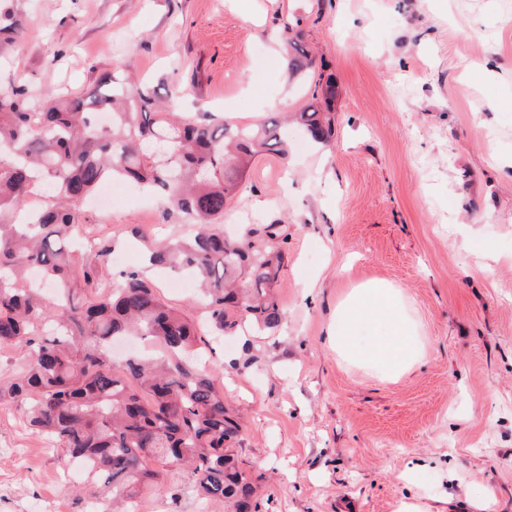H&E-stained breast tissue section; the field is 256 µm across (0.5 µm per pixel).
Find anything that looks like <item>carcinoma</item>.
Wrapping results in <instances>:
<instances>
[{
    "instance_id": "1",
    "label": "carcinoma",
    "mask_w": 512,
    "mask_h": 512,
    "mask_svg": "<svg viewBox=\"0 0 512 512\" xmlns=\"http://www.w3.org/2000/svg\"><path fill=\"white\" fill-rule=\"evenodd\" d=\"M18 29L15 13L0 7V39ZM283 35L293 68L308 66L291 22ZM334 97L335 84L318 76L297 116L315 142L331 137ZM264 151L288 154L278 116L235 127L185 120L114 72L77 96L35 102L22 87L0 91V347L29 352L19 377L0 384V402L25 406L37 432L129 505L162 485L172 462L231 512H258L257 484L236 452L239 423L224 394L190 362L192 321L137 272L114 287L98 280L110 245L77 265L68 246L77 203L116 176L152 189L194 230L152 251L150 263L199 280L216 335L246 323L272 330L283 320L271 289L288 237L270 224L227 238L220 225L227 200ZM39 187L49 190L50 204L24 220V201ZM78 269L97 288L85 302L74 288ZM119 336H140L155 350L117 361L111 346ZM148 458L162 468L146 467Z\"/></svg>"
}]
</instances>
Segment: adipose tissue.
<instances>
[{
	"mask_svg": "<svg viewBox=\"0 0 512 512\" xmlns=\"http://www.w3.org/2000/svg\"><path fill=\"white\" fill-rule=\"evenodd\" d=\"M401 301L389 290L360 293L337 317L331 338L337 349L379 365L384 377L398 375L417 357V349L401 319Z\"/></svg>",
	"mask_w": 512,
	"mask_h": 512,
	"instance_id": "ef3b65f1",
	"label": "adipose tissue"
}]
</instances>
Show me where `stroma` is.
I'll return each mask as SVG.
<instances>
[{
	"instance_id": "obj_1",
	"label": "stroma",
	"mask_w": 512,
	"mask_h": 512,
	"mask_svg": "<svg viewBox=\"0 0 512 512\" xmlns=\"http://www.w3.org/2000/svg\"><path fill=\"white\" fill-rule=\"evenodd\" d=\"M0 88L69 95L121 69L194 118L253 125L310 96L276 54L283 21L336 86L334 135L288 131L224 210L234 234L288 227L275 293L282 325L216 341L195 288L147 269L184 219L135 188L80 206L79 236L108 242L109 281L144 271L198 324V353L242 426L259 512H395L448 495L449 512H512V0H9ZM479 236L484 251L468 249ZM395 290L420 360L386 380L338 352L337 313ZM423 464L417 483L404 472ZM110 502L23 408L0 403V512ZM141 512H196L182 471Z\"/></svg>"
}]
</instances>
